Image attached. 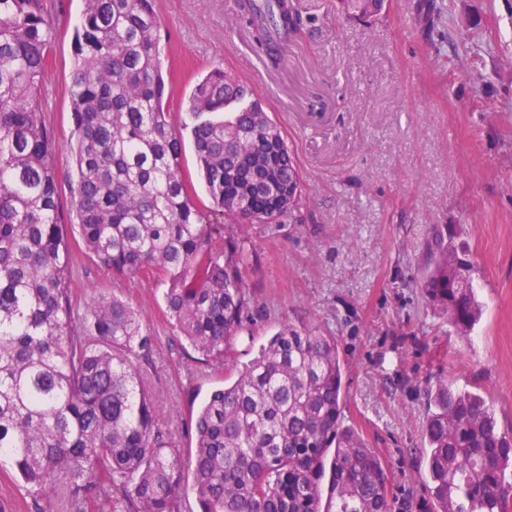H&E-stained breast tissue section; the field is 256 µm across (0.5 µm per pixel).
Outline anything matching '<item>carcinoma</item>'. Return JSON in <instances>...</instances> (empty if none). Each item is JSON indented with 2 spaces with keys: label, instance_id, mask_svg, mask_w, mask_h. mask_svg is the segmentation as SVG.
<instances>
[{
  "label": "carcinoma",
  "instance_id": "cac0c4a2",
  "mask_svg": "<svg viewBox=\"0 0 512 512\" xmlns=\"http://www.w3.org/2000/svg\"><path fill=\"white\" fill-rule=\"evenodd\" d=\"M368 21L384 0H340ZM269 64L297 25L288 0H241ZM155 0H84L70 97L85 248L119 274L168 283L167 313L206 365L246 341L253 296L243 224L294 208L298 171L280 129L215 65L194 85L190 126L166 104ZM54 29L42 0H0V467L33 497L62 488L71 512H184L185 458L137 361L152 343L116 297L78 314L40 87ZM188 131L199 176L224 223L190 201ZM473 263L435 240L420 288L433 313L471 334L482 305ZM338 337L284 324L194 419L196 512H390L378 455L342 425ZM425 440L435 512H512V434L479 391L431 393ZM331 472L327 502L321 482Z\"/></svg>",
  "mask_w": 512,
  "mask_h": 512
}]
</instances>
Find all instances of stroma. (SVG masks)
<instances>
[{
	"instance_id": "stroma-1",
	"label": "stroma",
	"mask_w": 512,
	"mask_h": 512,
	"mask_svg": "<svg viewBox=\"0 0 512 512\" xmlns=\"http://www.w3.org/2000/svg\"><path fill=\"white\" fill-rule=\"evenodd\" d=\"M55 36L41 87L42 120L68 224L72 301L117 296L152 336L149 385L183 452L191 415L232 381L281 323L338 337L342 423L381 458L391 512H432L424 437L437 380L484 391L512 431V0H384L370 22L339 0H288L301 19L274 67L256 46L239 0H156L159 51L174 125L209 67L252 88L282 131L301 193L291 214L246 224L255 298L250 345L214 368L172 325L157 278L122 276L86 252L73 227L75 173L68 143L74 32L83 0H43ZM455 233L474 264L483 315L470 336L449 332L420 282L435 236ZM66 496L35 498L0 469V512H66Z\"/></svg>"
}]
</instances>
